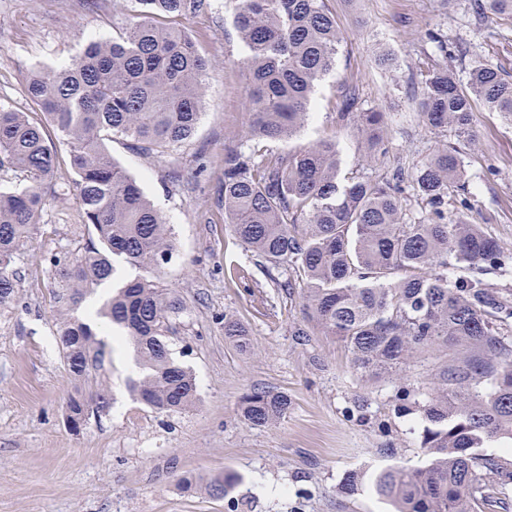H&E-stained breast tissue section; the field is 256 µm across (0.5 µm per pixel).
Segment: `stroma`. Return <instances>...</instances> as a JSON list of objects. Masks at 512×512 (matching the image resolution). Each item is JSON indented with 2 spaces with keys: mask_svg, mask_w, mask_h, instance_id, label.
I'll return each mask as SVG.
<instances>
[{
  "mask_svg": "<svg viewBox=\"0 0 512 512\" xmlns=\"http://www.w3.org/2000/svg\"><path fill=\"white\" fill-rule=\"evenodd\" d=\"M343 41L336 69L317 86L314 117L287 142H265L285 152L335 140L345 169L389 176L397 165L424 162L457 144L476 194L466 211L512 253V120L475 104V144L453 130L433 129L418 118L420 67L438 30L449 43L474 44L512 76V20L474 14L472 0H327ZM231 0L209 6L186 26L211 63L202 117L193 138L161 159L143 156L116 138L115 161L142 185L167 218L176 250L161 275L186 311L170 338L175 358L194 373L198 399L179 413H159L129 391L140 369L132 345L116 350L102 341L100 366L82 381L84 392L109 390L106 413L79 431L65 422L73 391L55 343L56 289L47 257L78 249L85 240L69 195L73 174L60 163L67 198L44 210L38 232L18 251L13 268L19 297L0 310V512H391L373 478L394 465H418L422 423L399 411L397 394L424 402L437 392V373L471 357L460 345L416 356L406 372L372 374L351 353L304 319L301 288L283 290L266 279L261 261L238 243L224 216L219 187L224 148L238 143L247 123L246 51L232 24ZM140 0H0V108L35 112L25 87L31 72L74 60L93 37L109 38L140 13ZM392 57L394 68L379 66ZM356 85L360 109L384 112L388 136L365 159L354 123L336 119L343 84ZM245 270L244 278L228 273ZM233 315L249 328L246 346L224 336ZM256 387L288 394L287 415L256 427L240 413ZM236 473L231 500L211 498L206 483ZM357 473L354 491L343 484ZM194 477L196 487L178 483Z\"/></svg>",
  "mask_w": 512,
  "mask_h": 512,
  "instance_id": "stroma-1",
  "label": "stroma"
}]
</instances>
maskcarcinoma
Returning <instances> with one entry per match:
<instances>
[{
  "mask_svg": "<svg viewBox=\"0 0 512 512\" xmlns=\"http://www.w3.org/2000/svg\"><path fill=\"white\" fill-rule=\"evenodd\" d=\"M145 11L117 36L90 38L74 62L36 71L26 91L36 116L0 108V170L24 174L20 190L0 191V308L17 298L13 259L38 229L48 202L59 198L58 149L49 128L63 137L74 174V199L87 231L81 248L49 259L57 295L55 341L69 372L83 377L101 362L95 336L121 327L138 354L141 375L129 384L145 405L180 412L197 400L192 371L175 357L168 333L186 309L184 298L160 284L173 250L172 229L139 183L119 166L106 141L120 136L147 157L194 135L201 117L209 62L181 20L207 0H141ZM233 21L246 48L248 122L241 141L224 149V215L244 250L265 261L278 288L301 285L304 315L341 342L365 370L397 371L418 353L448 344L476 349L479 358L446 368L439 393L417 405L426 462L377 473L375 492L396 512H481L503 487L488 475H506L482 452L491 442L512 443V289L483 275L512 269L495 239L448 206L472 207L474 194L457 147L444 148L389 178L344 171L336 141L275 154L258 143L289 139L312 118V96L331 70L342 43L326 0H233ZM488 18L512 19V0H473ZM174 21L161 25L159 18ZM439 58L427 57L419 118L474 139L471 113L478 99L491 112L512 117V81L494 64L469 62L467 88L448 71V43L432 31ZM346 86L337 117L353 121L366 155L383 142L385 115L358 108ZM425 218H406V188ZM148 272L101 308L75 316L94 287L109 280L114 258ZM300 281L280 279L288 269ZM224 336L243 345L248 333L231 316ZM288 396L255 388L241 401L253 426H268L288 412ZM110 407L106 388L75 391L66 403L74 420ZM405 412L414 411L403 404ZM239 484L226 473L207 485L222 499Z\"/></svg>",
  "mask_w": 512,
  "mask_h": 512,
  "instance_id": "1",
  "label": "carcinoma"
}]
</instances>
